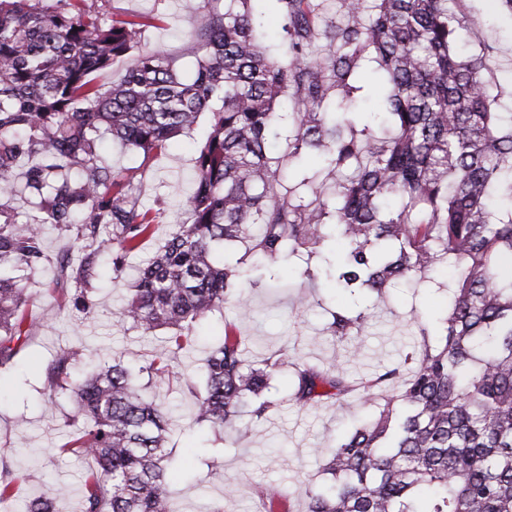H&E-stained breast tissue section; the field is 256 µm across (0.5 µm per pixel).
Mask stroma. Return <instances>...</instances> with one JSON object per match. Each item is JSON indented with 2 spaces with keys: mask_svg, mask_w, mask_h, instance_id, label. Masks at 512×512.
Segmentation results:
<instances>
[{
  "mask_svg": "<svg viewBox=\"0 0 512 512\" xmlns=\"http://www.w3.org/2000/svg\"><path fill=\"white\" fill-rule=\"evenodd\" d=\"M87 2L105 19L145 24L148 46L190 73L193 21L183 11L182 0ZM457 11L464 24L465 49L492 47L490 90L499 96V111L512 113V13L499 0H461ZM198 139L195 133L179 135L161 156L143 165L139 201L157 233L154 241L128 257L129 273L146 263L157 242L176 225L188 222L185 201L192 188ZM51 276V269H44L30 286L28 311L35 330L11 365L0 369V465L20 479L19 496L1 506L0 512H24L47 482L70 488L59 501L58 512H79L83 475L93 462L63 452V444L77 437L78 428L68 422L67 398L52 391L47 381L50 362L64 348L80 353L73 371L77 379L100 363L123 358L142 396L174 413L178 428L169 447L177 512H258L254 493L265 487L289 493L292 512H304L299 489L324 485L327 459L378 408L376 402L356 395L320 406L298 404L291 397L292 361L324 366L337 362L350 378L371 377L381 366L396 362L418 341L419 326L437 323L448 307L446 294L428 288L390 294L370 307L361 349L353 356L329 335L326 323L329 309L352 306L361 297L360 289L340 288L332 281L305 286L298 268H286L281 272L282 289L244 288L243 297L253 308L251 317L241 318L229 306L201 321L177 362L178 382L162 387L151 383L141 367L165 346L167 334L159 330L146 335L120 319L129 281L113 278L111 259L101 265L90 294L94 306L86 315H74L47 291ZM228 323L245 337L253 356L282 348L290 360L271 381V393L281 399V406L266 420L252 424L243 439L193 421L194 394L204 384L207 351L222 339Z\"/></svg>",
  "mask_w": 512,
  "mask_h": 512,
  "instance_id": "1",
  "label": "stroma"
}]
</instances>
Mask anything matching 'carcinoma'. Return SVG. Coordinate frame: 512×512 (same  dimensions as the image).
<instances>
[{"mask_svg":"<svg viewBox=\"0 0 512 512\" xmlns=\"http://www.w3.org/2000/svg\"><path fill=\"white\" fill-rule=\"evenodd\" d=\"M205 8L195 18L199 55L191 77L141 47L143 24L105 21L85 0H0V367L15 340L32 335L27 285L48 256L43 228L70 233L49 288L82 313L102 254L112 274L153 239L155 224L134 189L141 167L116 170L103 136L147 162L168 141L209 126L194 158L190 221L177 225L130 282L121 317L168 332L142 367L168 385L195 326L224 306L248 309L240 286L304 263L309 280L336 279L382 300L411 283L448 290L439 334L401 361L354 382L340 365L294 362L293 399L339 402L360 392L379 401L308 487L304 512H512V113L495 111L489 48L465 54L452 0H341L343 18L321 25L320 0H275L287 51L259 41L251 0ZM128 59L103 87L95 76ZM376 64L382 111L358 127L356 99L339 90L364 61ZM288 100L290 112L278 111ZM276 141L285 151H275ZM315 155L334 174L293 182L284 160ZM31 207L19 220L12 201ZM347 248L339 253L337 239ZM457 271L445 283L441 267ZM369 314L330 312L327 331L357 354ZM77 352L58 353L49 387L67 392L82 423L69 452L94 461L80 512H174L165 445L171 413L143 398L121 359L71 381ZM288 363L279 349L252 358L235 328L205 359L194 420L243 432L242 416L280 407L269 391ZM19 478L0 469V505ZM265 512L286 495L256 491ZM63 490L47 483L27 512H55Z\"/></svg>","mask_w":512,"mask_h":512,"instance_id":"carcinoma-1","label":"carcinoma"}]
</instances>
